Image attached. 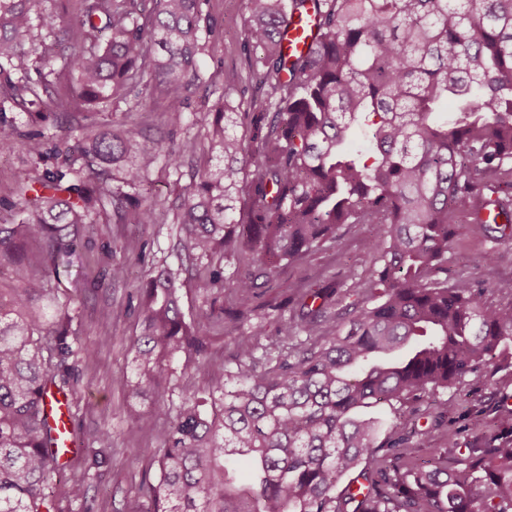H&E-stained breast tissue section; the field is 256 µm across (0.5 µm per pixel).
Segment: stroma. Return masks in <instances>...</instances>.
Wrapping results in <instances>:
<instances>
[{"label":"stroma","mask_w":512,"mask_h":512,"mask_svg":"<svg viewBox=\"0 0 512 512\" xmlns=\"http://www.w3.org/2000/svg\"><path fill=\"white\" fill-rule=\"evenodd\" d=\"M205 11L221 27L220 36L210 40L199 58V71L211 92L205 98L193 97L182 121L173 120L157 88L147 89L138 107L112 100L71 113L59 127H37L26 108L12 103L0 104V118L23 131L43 129L54 142H72L85 130L120 124L143 131L147 145L161 159L146 174L141 191L158 208L171 209L182 186L209 158L206 119L211 118L217 105L228 102L243 107L259 92L249 79L246 0H208ZM188 140L195 143L196 151L186 156L180 171H173L162 156ZM44 168V162L19 150L0 154V200L14 199L18 181L38 177ZM93 221V232L77 244L72 276L49 281L55 295L73 298L72 330L94 348L93 357L80 363V382L68 396L79 451L64 461L62 477L53 486V498L58 512H73L70 483L83 476L94 512H146L149 503L141 488L155 482L158 474L149 450L156 447L166 419L175 418L185 400L208 384L213 369L223 365L247 331L219 325L209 328L206 358L182 356L163 398L141 400L138 417L129 418L127 385L133 378L132 345L142 330L135 310L137 289L146 277L156 275L165 266L177 265L181 256L178 227L169 220L162 224H122L108 206L99 209ZM454 229L448 281L469 278L483 282L489 301L512 303V238L498 244L493 262L487 264L481 257L488 243L476 225L458 223ZM370 236L369 225L344 224L338 229L335 244L282 263L254 299L261 307L267 330L260 344H267L276 334L280 316L276 304L298 290L330 291L329 313L344 312L350 300L340 285L350 269L367 273L365 244ZM125 241L142 246L145 261L129 265L125 278L115 281L107 262L122 260L120 245ZM505 393L512 394V371L490 374L477 384L438 390L412 409L384 403L377 411L386 422L404 419L414 427L407 444L408 455L423 460L429 458L432 449L447 447L451 442L460 448L479 445L482 438L494 432L499 398ZM105 429L112 433L108 448L100 447L97 441ZM131 430L137 432V440L128 439Z\"/></svg>","instance_id":"stroma-1"}]
</instances>
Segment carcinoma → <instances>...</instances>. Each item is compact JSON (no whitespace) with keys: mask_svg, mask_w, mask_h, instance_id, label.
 I'll return each mask as SVG.
<instances>
[{"mask_svg":"<svg viewBox=\"0 0 512 512\" xmlns=\"http://www.w3.org/2000/svg\"><path fill=\"white\" fill-rule=\"evenodd\" d=\"M204 2L85 0L63 16L38 10L39 0H0V104L35 105L36 121L56 124L158 86L181 120L202 87L203 35L214 32ZM307 2L247 0L246 42L263 52L269 90L244 112H215V164L174 210L186 253L245 259L247 269L199 276L198 292L220 288L227 305L199 306L191 325L222 321L265 335L250 306L258 280L336 243L342 224L370 225L371 274L347 275L357 315L345 335H326L314 300L328 295L316 291L280 316L269 345L237 344L205 396L168 421L153 449L159 475L147 512H512L511 396L479 447L450 442L422 462L406 458L403 423L367 412L479 383L490 365L512 369V304L488 301L479 282L437 278L458 215L486 233L487 264L512 228V0H319L315 42L290 55L285 28ZM36 29L70 35L71 52L45 48L40 57L63 93L30 77ZM448 99L454 111H440ZM18 147L54 164L17 184L21 218L0 223V261L18 284L9 302L0 298V512H54L47 490L62 464L46 390L73 392L74 364L93 350L71 335L74 308L47 283L70 271L104 202L122 224L159 223L155 204L122 191L142 183L157 154L135 129L49 152L43 132L0 120V153ZM120 250L114 280L140 260L133 243ZM180 274L168 266L138 295L133 398L164 393L181 355H207L206 338L188 331L180 311ZM70 498L77 512H92L85 478Z\"/></svg>","mask_w":512,"mask_h":512,"instance_id":"carcinoma-1","label":"carcinoma"}]
</instances>
